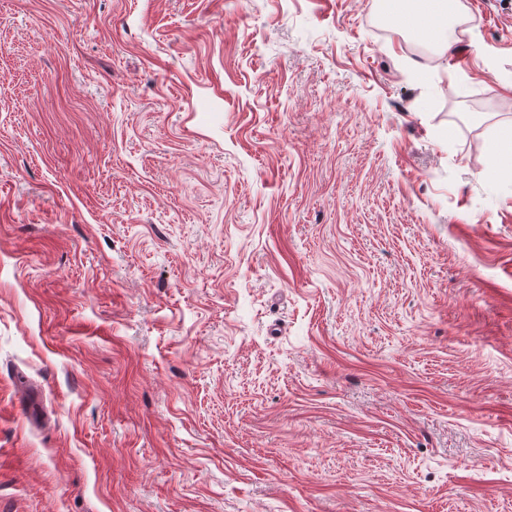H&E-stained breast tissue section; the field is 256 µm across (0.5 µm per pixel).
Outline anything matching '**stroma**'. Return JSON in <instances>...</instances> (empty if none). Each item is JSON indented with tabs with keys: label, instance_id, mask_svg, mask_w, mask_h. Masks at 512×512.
Here are the masks:
<instances>
[{
	"label": "stroma",
	"instance_id": "obj_1",
	"mask_svg": "<svg viewBox=\"0 0 512 512\" xmlns=\"http://www.w3.org/2000/svg\"><path fill=\"white\" fill-rule=\"evenodd\" d=\"M0 0V512H512V0ZM431 3V8L424 4ZM390 4L392 5L390 7ZM423 18L430 24L427 36L431 35V26L438 24L451 31L457 25L465 23V17L458 1L451 0H405L390 1L387 6V21L390 27L397 30L408 29L414 19ZM490 166L488 173L497 176L505 167L511 172L512 164V126L502 128L489 145Z\"/></svg>",
	"mask_w": 512,
	"mask_h": 512
}]
</instances>
